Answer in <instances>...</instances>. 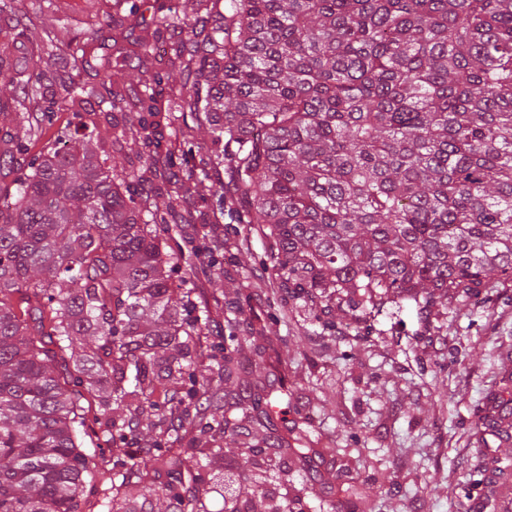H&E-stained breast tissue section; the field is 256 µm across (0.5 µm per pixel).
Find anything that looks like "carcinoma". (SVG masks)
<instances>
[{
	"instance_id": "obj_1",
	"label": "carcinoma",
	"mask_w": 512,
	"mask_h": 512,
	"mask_svg": "<svg viewBox=\"0 0 512 512\" xmlns=\"http://www.w3.org/2000/svg\"><path fill=\"white\" fill-rule=\"evenodd\" d=\"M198 2L216 17L204 36L165 14L132 42L141 60L165 32L184 34L169 49L186 81L162 104L167 74L141 69L129 94L125 52L98 53L96 30L65 50L46 29L37 64L11 60L36 27L28 13L0 40V86H45L65 58L66 105H106L163 172L175 163L164 131L190 115L210 147L177 189L216 224L262 227L279 321L290 297L331 333L337 311L422 319L493 276L512 283V0ZM16 107L40 113L27 128L40 138L51 111L36 95ZM56 141L0 207V512H81L95 483L107 512H145L153 498L208 512L198 486L224 487L213 468L229 435L246 455L265 449L268 466L337 459L316 481L369 512L335 437L311 439L302 416L275 422L285 376L245 308L224 304L215 336L210 310L175 285L179 269L209 277L216 260L200 245L167 252L157 199L138 193V169L113 166L97 124ZM48 342L72 360L70 389ZM84 391L116 414L117 448L139 444L153 417L145 458L89 468Z\"/></svg>"
}]
</instances>
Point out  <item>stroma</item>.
I'll return each mask as SVG.
<instances>
[{"mask_svg": "<svg viewBox=\"0 0 512 512\" xmlns=\"http://www.w3.org/2000/svg\"><path fill=\"white\" fill-rule=\"evenodd\" d=\"M137 23L131 37L152 32L161 14H189L193 0H136ZM42 9L48 21H61L75 40L87 28L86 0H0V14L14 16ZM61 85L43 92L53 125L25 152L0 167V193L16 180L40 151L52 147L58 131L78 118L63 101ZM142 187L169 208L167 221L179 234L172 250L185 247L195 228L219 256L215 275L187 277L198 305L241 301L265 320L262 344L277 345L292 392L288 414L303 412L315 433L335 434L339 447L357 448L392 473V486L364 482L380 512H492L482 482L497 462L512 463V439L479 428L478 422L504 394L512 379V286L493 288L467 307L449 306L425 322L402 311L373 326L345 331L337 314L335 335L322 334L308 308L295 307L290 322H269L277 300L268 290L246 286L245 272L261 273L271 242L256 225L221 222L204 225L203 204L176 197L168 176L147 169ZM208 512H276L286 504L300 512H336L335 496L312 493L305 474L282 460L266 472L259 493H217L202 485Z\"/></svg>", "mask_w": 512, "mask_h": 512, "instance_id": "35a3bbf8", "label": "stroma"}]
</instances>
